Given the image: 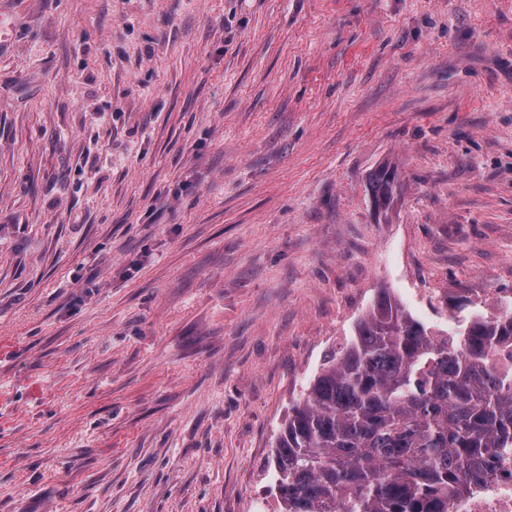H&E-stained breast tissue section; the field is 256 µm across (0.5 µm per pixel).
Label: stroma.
Instances as JSON below:
<instances>
[{"mask_svg": "<svg viewBox=\"0 0 512 512\" xmlns=\"http://www.w3.org/2000/svg\"><path fill=\"white\" fill-rule=\"evenodd\" d=\"M382 288L512 301V0H0V512H274ZM397 183L396 170L386 165L379 167L371 175L369 193L376 209L384 213L389 211L394 201Z\"/></svg>", "mask_w": 512, "mask_h": 512, "instance_id": "obj_1", "label": "stroma"}]
</instances>
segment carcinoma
Returning <instances> with one entry per match:
<instances>
[{"label":"carcinoma","instance_id":"carcinoma-1","mask_svg":"<svg viewBox=\"0 0 512 512\" xmlns=\"http://www.w3.org/2000/svg\"><path fill=\"white\" fill-rule=\"evenodd\" d=\"M395 169L369 181L388 212ZM512 305L440 339L383 288L288 415L281 512H448L512 458Z\"/></svg>","mask_w":512,"mask_h":512}]
</instances>
